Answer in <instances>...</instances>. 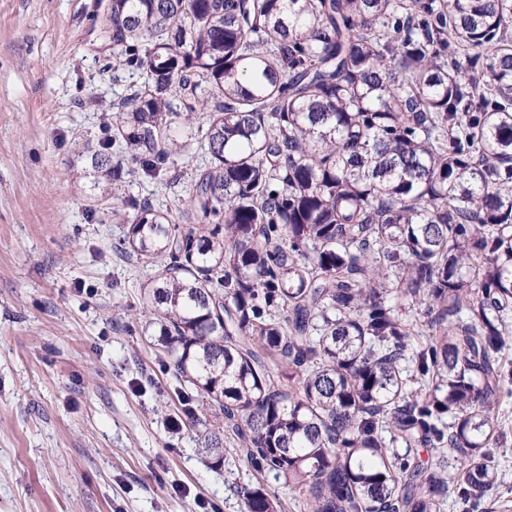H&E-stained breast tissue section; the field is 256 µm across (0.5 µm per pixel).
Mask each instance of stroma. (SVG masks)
I'll return each mask as SVG.
<instances>
[{
	"label": "stroma",
	"instance_id": "1",
	"mask_svg": "<svg viewBox=\"0 0 512 512\" xmlns=\"http://www.w3.org/2000/svg\"><path fill=\"white\" fill-rule=\"evenodd\" d=\"M107 0H0V512H240L257 474L233 440L224 462L180 418L158 328L140 306L152 266L116 253L125 225L92 211L77 136L138 75L112 67ZM208 154L192 145L165 187L127 193L172 207Z\"/></svg>",
	"mask_w": 512,
	"mask_h": 512
}]
</instances>
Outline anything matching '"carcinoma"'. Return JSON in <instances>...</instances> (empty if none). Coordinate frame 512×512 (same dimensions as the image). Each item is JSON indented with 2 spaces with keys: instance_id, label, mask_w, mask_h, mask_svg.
<instances>
[{
  "instance_id": "1",
  "label": "carcinoma",
  "mask_w": 512,
  "mask_h": 512,
  "mask_svg": "<svg viewBox=\"0 0 512 512\" xmlns=\"http://www.w3.org/2000/svg\"><path fill=\"white\" fill-rule=\"evenodd\" d=\"M100 28L141 83L83 144L97 207L132 166L180 181L176 119L206 115L187 197L111 207L203 452L224 462L205 408L303 512H512V0H110ZM500 424L507 438L504 444L497 449L496 460L501 480L504 482L502 489L512 488V397L502 401L499 412ZM506 441V442H505Z\"/></svg>"
}]
</instances>
